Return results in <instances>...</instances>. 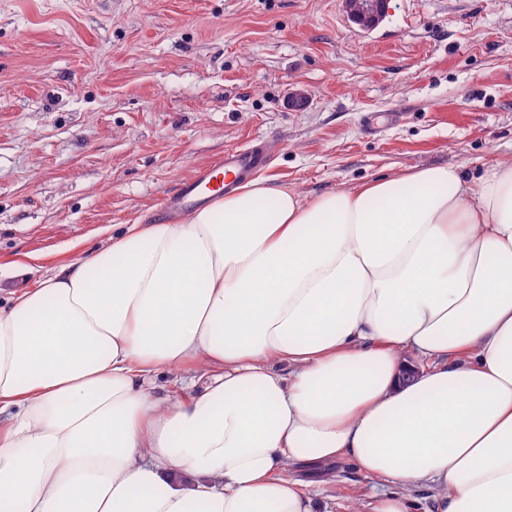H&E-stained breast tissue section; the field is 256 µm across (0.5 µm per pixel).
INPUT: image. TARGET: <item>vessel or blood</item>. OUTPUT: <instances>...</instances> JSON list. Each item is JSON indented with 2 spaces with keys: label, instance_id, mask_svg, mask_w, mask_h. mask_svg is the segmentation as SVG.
Instances as JSON below:
<instances>
[{
  "label": "vessel or blood",
  "instance_id": "vessel-or-blood-1",
  "mask_svg": "<svg viewBox=\"0 0 512 512\" xmlns=\"http://www.w3.org/2000/svg\"><path fill=\"white\" fill-rule=\"evenodd\" d=\"M275 148V141L266 140L245 151L225 153L218 161L199 168L190 181L177 188L169 202L170 210L182 211L210 202L227 186L263 167Z\"/></svg>",
  "mask_w": 512,
  "mask_h": 512
}]
</instances>
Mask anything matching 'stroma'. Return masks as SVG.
Wrapping results in <instances>:
<instances>
[{"instance_id":"1","label":"stroma","mask_w":512,"mask_h":512,"mask_svg":"<svg viewBox=\"0 0 512 512\" xmlns=\"http://www.w3.org/2000/svg\"><path fill=\"white\" fill-rule=\"evenodd\" d=\"M313 197L512 158V0H0V304L131 224L224 151ZM316 512L383 484L290 467ZM343 7L348 19L365 29L378 25L387 13V0H344ZM365 22L366 25H362Z\"/></svg>"}]
</instances>
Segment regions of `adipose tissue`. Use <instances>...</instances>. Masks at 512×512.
<instances>
[{"instance_id": "ef3b65f1", "label": "adipose tissue", "mask_w": 512, "mask_h": 512, "mask_svg": "<svg viewBox=\"0 0 512 512\" xmlns=\"http://www.w3.org/2000/svg\"><path fill=\"white\" fill-rule=\"evenodd\" d=\"M337 459L359 512H512V161L251 180L0 307V512H315ZM286 475L310 484L323 482L329 489L327 494L315 498L317 512H353L352 506L361 503L372 492L391 491L389 484H380L364 479L347 461H332L319 467L292 466Z\"/></svg>"}]
</instances>
